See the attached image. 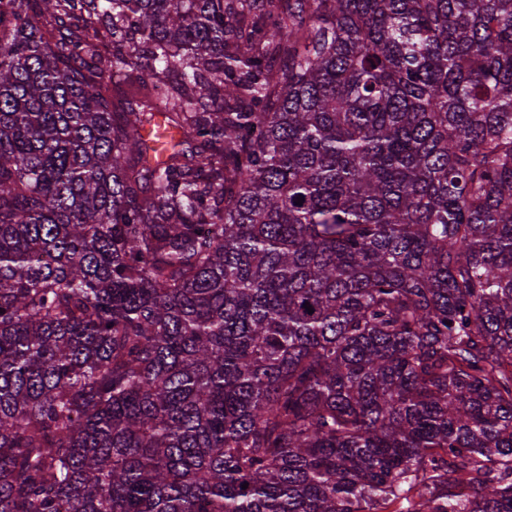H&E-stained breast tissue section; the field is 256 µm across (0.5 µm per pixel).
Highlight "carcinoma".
<instances>
[{"label": "carcinoma", "instance_id": "obj_1", "mask_svg": "<svg viewBox=\"0 0 512 512\" xmlns=\"http://www.w3.org/2000/svg\"><path fill=\"white\" fill-rule=\"evenodd\" d=\"M274 2L9 0L0 512H512V0Z\"/></svg>", "mask_w": 512, "mask_h": 512}]
</instances>
